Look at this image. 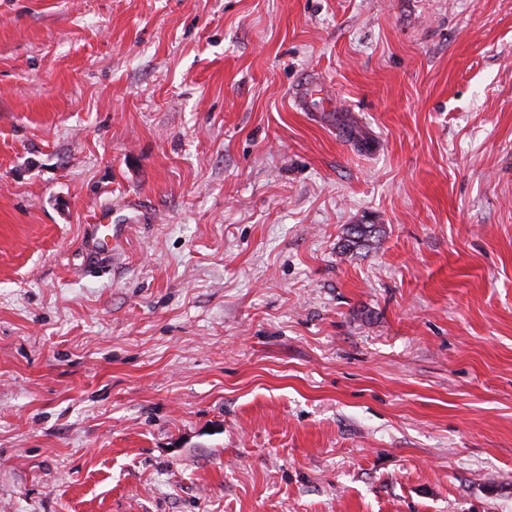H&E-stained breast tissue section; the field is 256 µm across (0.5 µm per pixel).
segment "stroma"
Returning <instances> with one entry per match:
<instances>
[{
	"mask_svg": "<svg viewBox=\"0 0 512 512\" xmlns=\"http://www.w3.org/2000/svg\"><path fill=\"white\" fill-rule=\"evenodd\" d=\"M0 512H512V0H0ZM381 229L377 224H351L346 228L342 252L350 253L358 249L370 248L379 241Z\"/></svg>",
	"mask_w": 512,
	"mask_h": 512,
	"instance_id": "obj_1",
	"label": "stroma"
}]
</instances>
